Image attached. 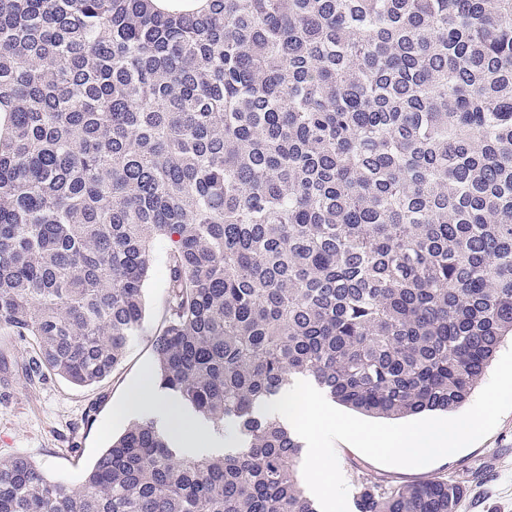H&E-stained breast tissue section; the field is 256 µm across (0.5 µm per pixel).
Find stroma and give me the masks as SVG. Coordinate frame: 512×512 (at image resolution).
Returning <instances> with one entry per match:
<instances>
[{
    "label": "stroma",
    "mask_w": 512,
    "mask_h": 512,
    "mask_svg": "<svg viewBox=\"0 0 512 512\" xmlns=\"http://www.w3.org/2000/svg\"><path fill=\"white\" fill-rule=\"evenodd\" d=\"M167 277L165 266L154 263L143 330L130 340L119 369L97 386L78 387L51 374L28 379L24 367L32 346L0 334V456L24 454L53 481L81 482L126 428L114 421V407L155 366L152 340L165 316ZM335 451L348 487L364 477L402 485L441 476L466 484L459 512H512V411L481 441L423 467L383 465L341 441Z\"/></svg>",
    "instance_id": "1"
}]
</instances>
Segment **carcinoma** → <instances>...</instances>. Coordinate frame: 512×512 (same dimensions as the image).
<instances>
[{"instance_id":"obj_1","label":"carcinoma","mask_w":512,"mask_h":512,"mask_svg":"<svg viewBox=\"0 0 512 512\" xmlns=\"http://www.w3.org/2000/svg\"><path fill=\"white\" fill-rule=\"evenodd\" d=\"M161 252L155 251L156 245ZM168 271L150 417L79 485L0 457V512H319L262 405L462 406L512 337V0H0V333L108 378ZM358 481L353 512H458Z\"/></svg>"}]
</instances>
